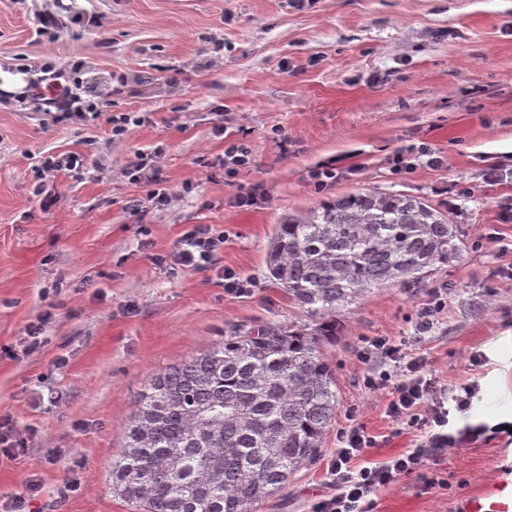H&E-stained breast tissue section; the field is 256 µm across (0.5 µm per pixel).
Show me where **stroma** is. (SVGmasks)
I'll use <instances>...</instances> for the list:
<instances>
[{
	"label": "stroma",
	"mask_w": 512,
	"mask_h": 512,
	"mask_svg": "<svg viewBox=\"0 0 512 512\" xmlns=\"http://www.w3.org/2000/svg\"><path fill=\"white\" fill-rule=\"evenodd\" d=\"M48 8L57 23L46 38L37 30ZM42 63L98 117L55 125L25 93L0 92V416L26 441L0 449V503L34 479L32 512H136L113 495L110 467L147 380L232 326L303 321L267 277L273 230L285 214L369 189L449 209L462 252L345 312L325 348L337 406L322 455L255 512H312L331 492L326 467L349 426L378 441L362 466L424 444L365 389L367 336L411 337L433 375L475 385L450 426L486 427L379 491L374 512H463L503 478L512 445L491 428L512 421V279L500 275L512 270V180L491 183L485 171H512V0H0V69L32 84ZM117 112L146 121L117 138L106 122ZM219 123L227 137L215 136ZM228 138L252 151L233 177L221 164ZM412 146L442 167L419 158L393 172ZM38 151L84 154L98 169L81 183L58 177L44 210L32 194ZM137 151L155 154L171 206H152L124 176ZM331 160L339 175L315 187L310 170ZM254 185L264 200L235 207ZM193 224L224 233L212 269L162 264ZM227 269L250 281L245 293L225 290ZM437 289L448 309L416 338V312ZM46 313L40 347L27 349L26 326ZM48 386L62 403L38 400Z\"/></svg>",
	"instance_id": "stroma-1"
}]
</instances>
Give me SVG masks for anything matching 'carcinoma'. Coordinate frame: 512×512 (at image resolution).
<instances>
[{
  "mask_svg": "<svg viewBox=\"0 0 512 512\" xmlns=\"http://www.w3.org/2000/svg\"><path fill=\"white\" fill-rule=\"evenodd\" d=\"M461 252L449 212L406 193H353L283 217L267 277L306 321L235 327L154 374L112 461V492L142 512H251L321 455L336 415L323 346L345 307L419 282Z\"/></svg>",
  "mask_w": 512,
  "mask_h": 512,
  "instance_id": "cac0c4a2",
  "label": "carcinoma"
}]
</instances>
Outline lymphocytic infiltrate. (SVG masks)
Segmentation results:
<instances>
[{"label":"lymphocytic infiltrate","mask_w":512,"mask_h":512,"mask_svg":"<svg viewBox=\"0 0 512 512\" xmlns=\"http://www.w3.org/2000/svg\"><path fill=\"white\" fill-rule=\"evenodd\" d=\"M94 167L88 156L77 153L43 157L35 169L33 194L37 197L44 194L47 185L58 175L81 180ZM124 174L129 180L148 186L147 199L152 205L162 207L170 203L173 193L162 185L152 157L136 154ZM223 243V233L206 224L193 225L183 234L174 260L187 269H207ZM359 355L381 362L378 370L364 377L365 388L386 399V413L393 421L424 432L428 445L359 469L354 465L355 459L376 447L377 441L359 426L342 432L339 446L327 467L328 482L334 492L316 502L314 512H373L374 497L381 489L405 481L427 461L438 459L477 434L473 428L455 432L448 429L451 412L462 413L469 409L476 394L475 386H456L442 381L431 373L428 357L414 352L399 340L383 336L365 338Z\"/></svg>","instance_id":"obj_1"}]
</instances>
